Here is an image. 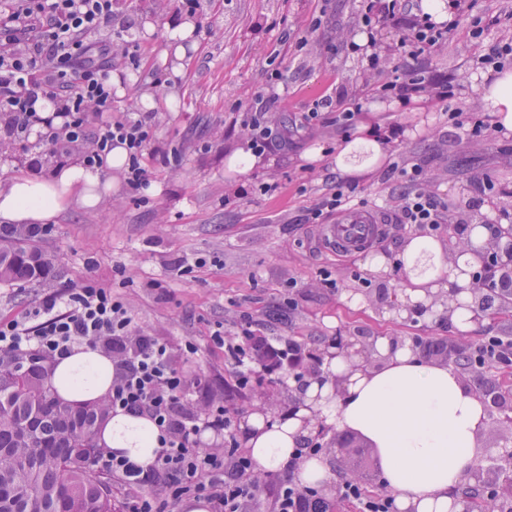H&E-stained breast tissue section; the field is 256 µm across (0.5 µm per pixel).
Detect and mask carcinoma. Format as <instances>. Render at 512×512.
I'll list each match as a JSON object with an SVG mask.
<instances>
[{
    "label": "carcinoma",
    "instance_id": "1",
    "mask_svg": "<svg viewBox=\"0 0 512 512\" xmlns=\"http://www.w3.org/2000/svg\"><path fill=\"white\" fill-rule=\"evenodd\" d=\"M51 262L34 242L31 227L11 226L0 236V284L22 287L49 275ZM426 356L444 357L443 338H415ZM0 512H121L107 480L94 474L101 457L98 428L109 415L110 401L103 399L76 406L55 395L45 367L28 368L9 360L0 367ZM349 434L344 447L365 455L368 465L379 466V456Z\"/></svg>",
    "mask_w": 512,
    "mask_h": 512
}]
</instances>
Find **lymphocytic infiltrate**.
<instances>
[{
	"label": "lymphocytic infiltrate",
	"mask_w": 512,
	"mask_h": 512,
	"mask_svg": "<svg viewBox=\"0 0 512 512\" xmlns=\"http://www.w3.org/2000/svg\"><path fill=\"white\" fill-rule=\"evenodd\" d=\"M467 0H448L450 20L435 22L432 14L385 5L399 45L409 59L408 72L389 84L396 98L409 102L427 94L432 81L421 60L425 51L445 41L466 14ZM118 0H0V114L6 134L28 146L34 126L45 127V142L58 158L83 147V163L102 165L112 148L128 155L127 183L139 189L149 175L146 147L154 135L150 116L112 118V60L100 38L110 26ZM45 100L53 117L39 115ZM397 175L414 187L407 193L398 220L403 224L444 223L445 205L417 191L423 170L400 167ZM98 344L112 356L113 407L145 416L159 429L161 450L149 467L129 458L105 454L103 467L115 482L131 491L129 512H165L167 499L186 495L217 499L222 512H241L258 487L249 456L229 451L218 456L200 450L202 432H230L224 406L195 414L186 402L191 378L170 368L166 346L133 333L126 303L111 287L87 282L48 295L24 318L0 322V349L15 358L41 354L56 359L81 344ZM224 354L235 368L237 382L250 383L301 359L300 345L272 343L263 336L224 339Z\"/></svg>",
	"instance_id": "obj_1"
}]
</instances>
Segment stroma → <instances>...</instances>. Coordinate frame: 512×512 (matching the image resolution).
<instances>
[{"mask_svg":"<svg viewBox=\"0 0 512 512\" xmlns=\"http://www.w3.org/2000/svg\"><path fill=\"white\" fill-rule=\"evenodd\" d=\"M362 11V0H197L191 12L177 0H120L116 24L102 33L121 80L112 114L152 112L149 187L131 190L120 171L119 187L96 209L73 207L50 219L36 242L52 261L51 279L0 286V320L24 316L43 297L87 281L108 285L127 302L135 329L167 346L171 367L190 368L199 379L190 406L202 412L207 399L221 401L235 427L251 412L280 416L297 388L286 381L265 400L236 389L223 338L239 333L245 314L256 335L293 336L316 349L338 333L390 336L408 346L418 336L464 346L512 336V312L465 334L435 310L399 319L383 300L397 297L403 272L374 275L362 266L368 254H393L409 230L397 216L410 187L387 178L391 164L423 168L419 190L447 204L452 216L433 234L452 246L462 243L460 225L512 214V134L487 127L471 138L448 127V111L456 107L473 119L490 118L489 73L475 66L490 40L474 37L470 20L462 21L425 61L432 78L452 82L453 98L429 96L405 106L386 91L405 62L399 32L378 23L377 68L352 51L366 41ZM186 17L196 23L195 50L160 66L166 23ZM149 21L156 24L151 34L144 28ZM131 40L141 53L135 65L124 55ZM340 87L367 95L353 125L342 131L307 123L313 101ZM265 99L273 139L287 137L289 145L245 169L232 155L249 141L246 113ZM4 124L0 116L1 181L45 176L57 166L48 146L22 148ZM370 129L388 136L389 150L368 171L343 175L337 147ZM486 175L503 191L473 202L472 183ZM343 179L356 185L364 211L382 221L370 249L336 252L318 237L317 225L304 221ZM263 183L268 192H260ZM273 308L289 319L269 322ZM505 435L491 420L477 433L467 484L493 466Z\"/></svg>","mask_w":512,"mask_h":512,"instance_id":"1","label":"stroma"}]
</instances>
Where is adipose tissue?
Returning a JSON list of instances; mask_svg holds the SVG:
<instances>
[{
	"mask_svg": "<svg viewBox=\"0 0 512 512\" xmlns=\"http://www.w3.org/2000/svg\"><path fill=\"white\" fill-rule=\"evenodd\" d=\"M125 160L119 146L95 170L72 162L57 166L47 179L10 177L0 183V219L34 226L74 205L97 207L112 193L111 171L122 169ZM448 250L420 230L401 242L395 256L407 279L401 303L450 298L455 288L470 287L468 273L449 263ZM368 348L375 363H366L360 353L325 359L326 380L306 387L300 416H247L241 428L248 455L259 469L291 472L303 485L332 482L327 462L299 448L306 416L337 432H359L377 449L383 483L399 512H459L456 491L470 471L475 435L487 419L481 395L447 365L426 361L389 337L371 339ZM112 375L108 356L81 345L55 361L52 383L62 399L83 404L111 395ZM338 384L344 389L340 396L334 393ZM98 439L143 467L153 464L160 450L154 422L120 409L111 411Z\"/></svg>",
	"mask_w": 512,
	"mask_h": 512,
	"instance_id": "adipose-tissue-1",
	"label": "adipose tissue"
}]
</instances>
